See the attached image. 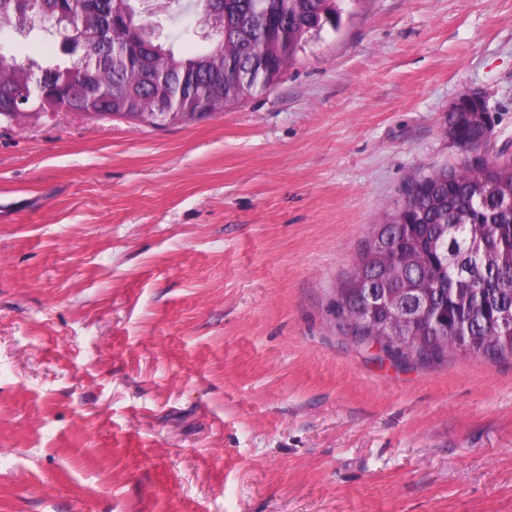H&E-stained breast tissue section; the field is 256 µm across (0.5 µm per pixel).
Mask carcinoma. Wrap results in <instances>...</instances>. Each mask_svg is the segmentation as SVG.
<instances>
[{"label": "carcinoma", "instance_id": "cac0c4a2", "mask_svg": "<svg viewBox=\"0 0 512 512\" xmlns=\"http://www.w3.org/2000/svg\"><path fill=\"white\" fill-rule=\"evenodd\" d=\"M87 0H0V60L13 77L0 81V124L17 95L26 105L60 97L68 111L99 116L189 112L207 118L275 87L308 42L337 28L342 0H224V42H205L191 56L165 43L164 59L146 50L116 60L112 45L143 22L140 0H125L127 20L112 26L113 0H93L97 41H70L64 61L20 62L5 52L11 31L52 26L36 17L67 9L81 16ZM210 0H165L176 16L205 15ZM256 78L244 84L242 74ZM452 138L476 147L491 138L479 99L448 117ZM336 314L366 342L380 337L400 363L437 360L455 348L476 356H512V153L469 158L413 182L402 205L365 241Z\"/></svg>", "mask_w": 512, "mask_h": 512}]
</instances>
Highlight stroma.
<instances>
[{
    "instance_id": "obj_1",
    "label": "stroma",
    "mask_w": 512,
    "mask_h": 512,
    "mask_svg": "<svg viewBox=\"0 0 512 512\" xmlns=\"http://www.w3.org/2000/svg\"><path fill=\"white\" fill-rule=\"evenodd\" d=\"M482 97L512 0H345L279 84L0 126V512H512V357L396 366L336 301Z\"/></svg>"
}]
</instances>
